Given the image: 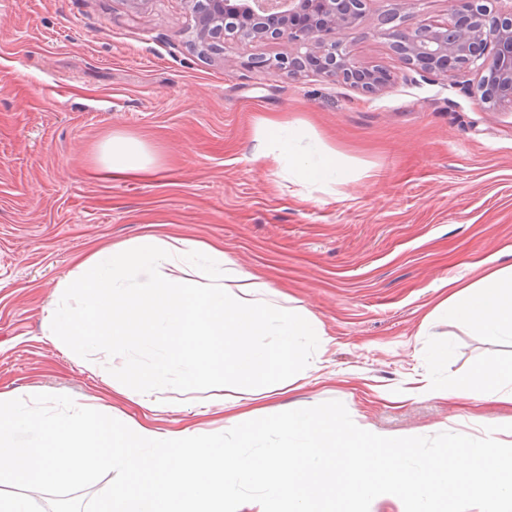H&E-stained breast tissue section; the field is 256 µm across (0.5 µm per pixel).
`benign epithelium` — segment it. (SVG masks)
Masks as SVG:
<instances>
[{
  "label": "benign epithelium",
  "instance_id": "1",
  "mask_svg": "<svg viewBox=\"0 0 512 512\" xmlns=\"http://www.w3.org/2000/svg\"><path fill=\"white\" fill-rule=\"evenodd\" d=\"M368 0H187L201 46L224 40L283 41L294 52L265 67L296 76L315 73L364 94L395 84L396 72L363 66L348 36L366 18ZM420 0H398L377 19L401 68L457 79L472 74L489 112L512 110V4L505 0H448L449 18L409 26Z\"/></svg>",
  "mask_w": 512,
  "mask_h": 512
}]
</instances>
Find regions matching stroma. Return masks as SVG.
Returning <instances> with one entry per match:
<instances>
[{"instance_id": "obj_1", "label": "stroma", "mask_w": 512, "mask_h": 512, "mask_svg": "<svg viewBox=\"0 0 512 512\" xmlns=\"http://www.w3.org/2000/svg\"><path fill=\"white\" fill-rule=\"evenodd\" d=\"M356 61L398 69L369 23L349 38ZM233 42L202 54L185 0H0V393L66 394L142 418L112 387L102 353L83 359L45 334V309L79 256L168 234L220 243L268 280L269 302L324 325L308 351L317 378L242 410L266 416L342 402L389 435L480 436L508 411L451 397L412 398L425 379L453 385L512 345L431 320L442 280L469 284L512 264V112L486 111L462 83L410 72L376 95L313 73L248 67L291 52ZM278 114L345 168L320 186L257 158L261 120ZM145 143L153 176L115 181L99 145ZM447 348V362L431 358ZM233 382L159 393L154 423L223 425Z\"/></svg>"}]
</instances>
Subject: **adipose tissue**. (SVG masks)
Segmentation results:
<instances>
[{
    "label": "adipose tissue",
    "mask_w": 512,
    "mask_h": 512,
    "mask_svg": "<svg viewBox=\"0 0 512 512\" xmlns=\"http://www.w3.org/2000/svg\"><path fill=\"white\" fill-rule=\"evenodd\" d=\"M292 128L277 117L262 120L258 139L266 165H289L314 183L341 179L335 154L317 145L298 150ZM98 161L115 180L152 169L145 144L129 135L102 143ZM270 290L268 281L238 268L220 245L153 232L82 259L59 283L45 329L56 344L81 355L103 352L117 359L132 348L149 352L150 364L131 366L116 385L140 406L156 409L157 392L175 377L185 388L235 382L237 395L221 400L232 410L244 395L269 396L307 378L305 351L325 334L321 321L304 309L258 304L257 295ZM434 314L472 335L512 341V265L451 293ZM259 336L272 337V344H256ZM414 393L512 406V363H490L452 387L429 383Z\"/></svg>",
    "instance_id": "1"
}]
</instances>
